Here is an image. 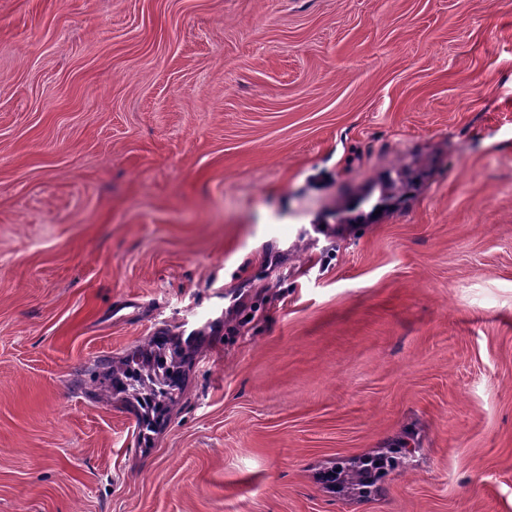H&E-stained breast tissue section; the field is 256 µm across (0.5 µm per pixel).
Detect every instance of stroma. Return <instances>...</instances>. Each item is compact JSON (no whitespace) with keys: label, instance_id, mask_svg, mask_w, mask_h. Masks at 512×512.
Segmentation results:
<instances>
[{"label":"stroma","instance_id":"35a3bbf8","mask_svg":"<svg viewBox=\"0 0 512 512\" xmlns=\"http://www.w3.org/2000/svg\"><path fill=\"white\" fill-rule=\"evenodd\" d=\"M0 512H512V0H0ZM197 336L183 340L180 334L162 332L132 354L101 361L103 381L89 394L105 403L122 395L133 408L139 434L149 440L183 393L186 367L200 350ZM382 448L379 452L336 462L327 467L322 481L328 489L343 498H368L382 491L381 482L392 466L409 463L417 452L414 448ZM397 459V460H394ZM402 459V461H400ZM379 462V465H376Z\"/></svg>","mask_w":512,"mask_h":512}]
</instances>
